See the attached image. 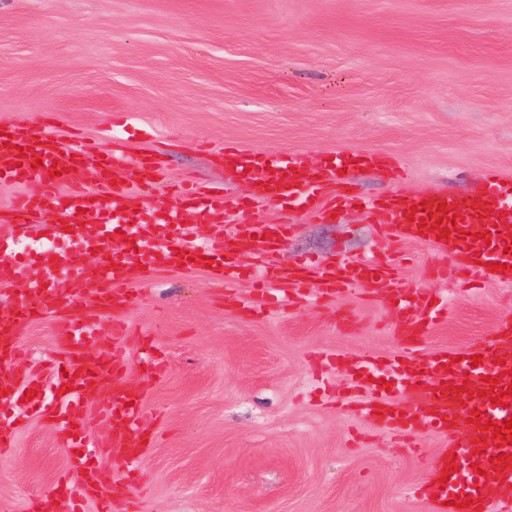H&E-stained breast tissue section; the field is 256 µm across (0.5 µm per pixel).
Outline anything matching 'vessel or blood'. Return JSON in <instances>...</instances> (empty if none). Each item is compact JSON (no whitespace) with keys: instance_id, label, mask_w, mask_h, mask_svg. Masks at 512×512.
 Segmentation results:
<instances>
[{"instance_id":"b4317fda","label":"vessel or blood","mask_w":512,"mask_h":512,"mask_svg":"<svg viewBox=\"0 0 512 512\" xmlns=\"http://www.w3.org/2000/svg\"><path fill=\"white\" fill-rule=\"evenodd\" d=\"M99 151V156L88 157L83 146L63 143L43 124L0 128V183H35L40 187L39 193L17 196L5 219L0 220L9 240H23L38 214L55 211L63 217L62 222L43 227L53 251L39 258L38 274H31L29 264L20 259L0 262V284L15 289L11 312L0 317V392L10 391L12 399L17 400L26 390L39 386L35 376H23L13 369L21 353L15 329L36 316L66 317L65 351L57 361L65 370L56 382L61 402L49 407L46 417L64 433L66 446L73 448L69 467L79 473L80 483L67 487L65 493L46 497L41 504L43 512H79L87 499L112 487L111 475L92 457L81 454L85 436L72 434L74 426L84 425L88 419L89 394L108 397L98 418L110 445L123 449L133 462L141 459L146 448L139 407L131 402L130 384L123 381L126 367L93 356L99 341L95 312L131 305L133 298L126 289L130 281L190 265L192 257L198 255L211 258L210 268L222 282L241 280L243 268L228 258L232 244H246L257 251L283 237L280 225L249 218L250 206L245 201L238 204L245 220L232 234H225L224 212L229 202L220 186L212 192L178 186L175 193L180 206L176 211L168 215L157 211L146 221L134 219L121 210L120 202L131 188L150 184L158 164L142 160L118 184L114 181L119 166L116 135H109ZM224 162L233 165L235 173L245 180L260 183L263 194L270 199L287 201L299 191L304 204L322 215L347 203L343 172L351 166L349 157L336 156L315 169L295 159L271 173L267 170V155L228 147ZM79 165L85 168L83 185L60 192L61 178L52 175V168ZM484 181L485 191L475 195L390 196L376 202L375 207L389 218L393 236L423 243L433 250L439 262L431 268V275L443 279L473 276L481 282L511 284L512 214L498 215L496 207L499 199L512 198V179L489 171ZM197 212L214 225L215 235L209 243L190 247L184 240V218ZM438 221L446 228L447 238H438L434 232ZM423 223L428 226L424 232L419 229ZM474 227L486 231V241L465 240L466 231ZM120 230L127 231L129 243L116 252L112 238ZM493 262L507 265V272L491 271L489 265ZM375 280L385 286L388 297L395 302L398 333L406 343L401 357L354 358L336 352L327 355V362L355 373L356 388L368 389L371 395L361 408L362 414L384 425L396 446H404L425 433L447 434L450 422H457L461 441L451 442L446 453L430 461L434 479L411 489L412 497L429 501L431 512H459L457 505L463 501L469 504L466 512H495L504 501L503 491L512 488V466L502 467L498 460L499 454H512V441L495 440L492 430L479 428L471 416L478 410L483 419L497 424L512 418V396L506 406L492 403L496 388L512 386V318L501 319L490 336L476 339L462 353L435 352L423 369L413 352L436 315L433 295L428 289L403 282L397 265L345 261L320 268L313 279L298 277L287 283L291 294L303 296L312 290L341 293ZM280 281L273 270H265L242 300L243 309L264 313L269 305L268 291ZM474 355L481 356V364L472 365L470 358ZM385 369L396 377L395 385L388 390L376 384ZM493 376L500 379L495 388L489 383ZM452 462L457 465L456 472L446 473V465Z\"/></svg>"}]
</instances>
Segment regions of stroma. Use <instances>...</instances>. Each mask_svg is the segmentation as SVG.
I'll list each match as a JSON object with an SVG mask.
<instances>
[{
	"instance_id": "stroma-1",
	"label": "stroma",
	"mask_w": 512,
	"mask_h": 512,
	"mask_svg": "<svg viewBox=\"0 0 512 512\" xmlns=\"http://www.w3.org/2000/svg\"><path fill=\"white\" fill-rule=\"evenodd\" d=\"M126 163L156 158L154 182L129 209L173 206L163 186L189 178L256 204L257 220L286 228L264 254L287 271L309 259L414 261L406 282L449 297L420 353L465 347L512 315V285L428 276L426 246L391 236L365 209L388 196L483 191L495 170L512 178V0H0V126L51 120L89 145L113 115ZM234 144L280 165L333 155L375 157L357 167L355 204L324 217L299 201L264 198L224 166ZM133 308L96 318L101 357L125 364L152 443L137 466L115 449L100 464L138 491L82 512H431L408 488L432 477L425 462L448 446L427 434L393 447L362 418L347 371L318 372L314 354L402 351L383 288L364 283L308 302L296 297L242 315L248 280L220 284L181 268L130 286ZM125 323L135 342L114 344ZM58 319L20 326L19 372L42 368V401L57 394ZM166 371L144 370L146 356ZM15 446L0 455V512H38L68 470L56 431L21 403L0 414Z\"/></svg>"
}]
</instances>
